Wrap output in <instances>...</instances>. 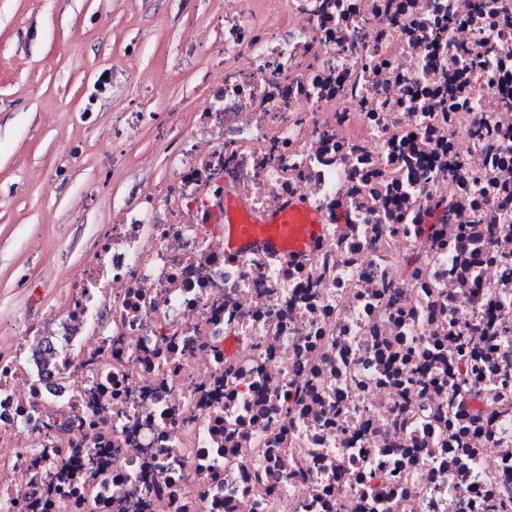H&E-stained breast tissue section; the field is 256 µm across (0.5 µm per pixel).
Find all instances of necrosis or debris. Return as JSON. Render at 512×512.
Here are the masks:
<instances>
[{"mask_svg":"<svg viewBox=\"0 0 512 512\" xmlns=\"http://www.w3.org/2000/svg\"><path fill=\"white\" fill-rule=\"evenodd\" d=\"M165 121L171 179L0 353V512H512V0H224ZM230 195L313 254L225 256Z\"/></svg>","mask_w":512,"mask_h":512,"instance_id":"4bbe7bcc","label":"necrosis or debris"}]
</instances>
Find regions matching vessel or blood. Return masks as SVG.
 <instances>
[{
    "label": "vessel or blood",
    "instance_id": "b4317fda",
    "mask_svg": "<svg viewBox=\"0 0 512 512\" xmlns=\"http://www.w3.org/2000/svg\"><path fill=\"white\" fill-rule=\"evenodd\" d=\"M236 211V203L225 204L221 227L225 252L229 255L258 242L288 257L305 258L312 253L322 231L320 216L299 201L289 202L283 208L256 216L251 224L238 223Z\"/></svg>",
    "mask_w": 512,
    "mask_h": 512
}]
</instances>
